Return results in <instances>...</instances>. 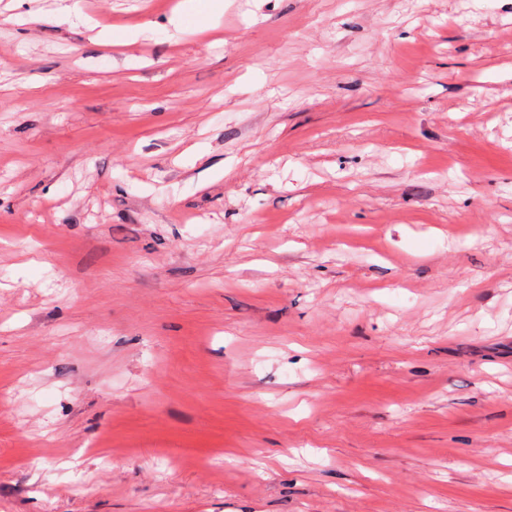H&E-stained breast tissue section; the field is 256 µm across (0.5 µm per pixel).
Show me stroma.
<instances>
[{
  "label": "stroma",
  "mask_w": 512,
  "mask_h": 512,
  "mask_svg": "<svg viewBox=\"0 0 512 512\" xmlns=\"http://www.w3.org/2000/svg\"><path fill=\"white\" fill-rule=\"evenodd\" d=\"M0 0V512H512V0Z\"/></svg>",
  "instance_id": "1"
}]
</instances>
